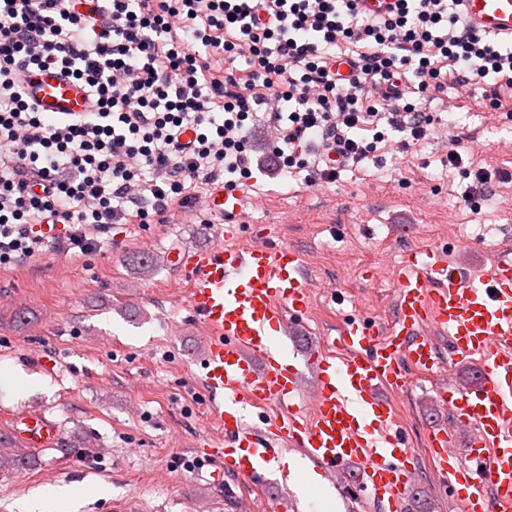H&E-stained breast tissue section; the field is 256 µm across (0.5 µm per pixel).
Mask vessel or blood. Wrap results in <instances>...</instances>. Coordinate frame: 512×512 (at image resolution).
<instances>
[{"mask_svg": "<svg viewBox=\"0 0 512 512\" xmlns=\"http://www.w3.org/2000/svg\"><path fill=\"white\" fill-rule=\"evenodd\" d=\"M456 7L468 26L512 40V0H457ZM22 89L49 119L91 108L84 86L64 71L32 69ZM249 203L246 191L214 185L206 206L228 218L225 244L169 254L187 275L189 309L207 335L199 380L224 435L211 456L256 486L293 451L346 504L411 512L414 451L391 398L412 386L411 371L432 376L445 363L477 356L481 380L434 390V403L448 409L455 427L429 431V459L462 512H512V250L484 275L450 253L405 250L394 319L382 325L350 315L331 349L304 354L296 365L270 334L307 316L304 259L270 237L247 248L232 245V220ZM255 410L265 413L259 428L245 418ZM21 423L26 447L49 448L59 440L57 423L44 414L23 416ZM460 430L470 434L462 447Z\"/></svg>", "mask_w": 512, "mask_h": 512, "instance_id": "obj_1", "label": "vessel or blood"}]
</instances>
